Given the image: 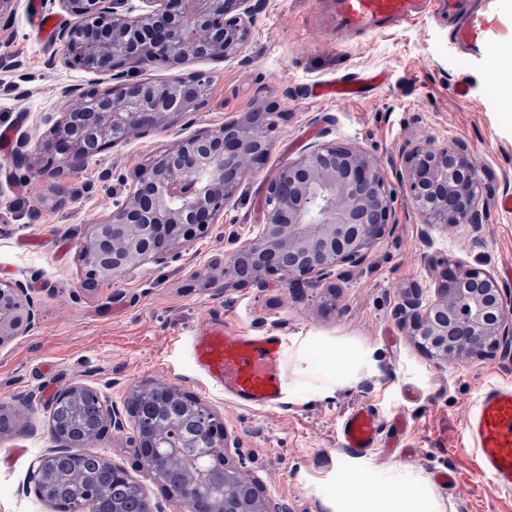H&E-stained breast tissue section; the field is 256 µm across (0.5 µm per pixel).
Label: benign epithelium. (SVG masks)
I'll return each mask as SVG.
<instances>
[{
	"label": "benign epithelium",
	"mask_w": 512,
	"mask_h": 512,
	"mask_svg": "<svg viewBox=\"0 0 512 512\" xmlns=\"http://www.w3.org/2000/svg\"><path fill=\"white\" fill-rule=\"evenodd\" d=\"M75 17L59 33L65 62L108 75L115 85L66 88L71 103L50 128L41 151L71 170L82 168L94 155L118 145L131 135L146 136L175 124L206 101L211 80L203 73L172 82L138 78L140 68L163 65L178 68L205 59L223 62L246 44L262 0H48ZM268 114L255 112L246 121L204 128L175 148L152 155L132 189L113 202L112 213L92 226L82 262L86 284L97 278L131 271L148 260L162 263L167 254L194 232L219 223L235 196L248 164L268 150ZM28 136L18 135L16 164L30 160ZM408 175L414 204L423 216V239L434 226L477 229L485 218L479 208L481 184L461 150L441 147L414 152ZM266 223L247 244L237 249L211 285L222 289L263 286V277L277 274L289 286L304 275L326 278L343 266H357L370 256L375 243L391 231L390 197L379 168L362 151L333 144L312 145L268 186ZM435 287H407L397 311L409 334L430 357L446 362L486 358L499 348L512 347V295L487 271L459 261H441ZM37 307L30 288L20 281L0 282V348L35 325ZM166 392L178 402L192 404L212 423V447L225 458L227 433L214 413L196 398L173 386L153 382L131 390L126 413L107 396L84 385L64 390L57 400L80 403L91 395L100 413L99 428L85 442L109 431H123L126 418L138 421L142 394ZM43 455L29 472L26 491H34L51 512H95L92 504L77 506L65 499H48L39 468L72 456L68 440ZM141 471L160 486L176 507L184 492L163 481L159 470L182 471L186 484L195 476L179 452L167 461L156 455V445L140 435L130 440ZM119 483L142 485L104 456ZM224 497L194 503L193 512H272L252 483L222 462Z\"/></svg>",
	"instance_id": "obj_1"
}]
</instances>
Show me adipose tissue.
<instances>
[{"label":"adipose tissue","instance_id":"1","mask_svg":"<svg viewBox=\"0 0 512 512\" xmlns=\"http://www.w3.org/2000/svg\"><path fill=\"white\" fill-rule=\"evenodd\" d=\"M348 489L344 512H421L422 477L401 467L375 475L369 463L350 462L343 473Z\"/></svg>","mask_w":512,"mask_h":512}]
</instances>
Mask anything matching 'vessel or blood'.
I'll use <instances>...</instances> for the list:
<instances>
[{"instance_id":"vessel-or-blood-1","label":"vessel or blood","mask_w":512,"mask_h":512,"mask_svg":"<svg viewBox=\"0 0 512 512\" xmlns=\"http://www.w3.org/2000/svg\"><path fill=\"white\" fill-rule=\"evenodd\" d=\"M433 0H330L331 18L342 37L375 35L429 11ZM448 36L462 56L488 57L486 37L498 16L495 0H442ZM376 75L317 86L320 97L357 98L379 84ZM193 364L226 399L246 407L287 405L291 383L284 369L287 345L274 331L252 332L214 320L190 338ZM383 422L369 405H357L342 415L338 445L353 455H368L381 446ZM472 466L495 490L512 495V385L484 389L467 421Z\"/></svg>"}]
</instances>
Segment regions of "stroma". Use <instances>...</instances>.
Listing matches in <instances>:
<instances>
[{
  "label": "stroma",
  "mask_w": 512,
  "mask_h": 512,
  "mask_svg": "<svg viewBox=\"0 0 512 512\" xmlns=\"http://www.w3.org/2000/svg\"><path fill=\"white\" fill-rule=\"evenodd\" d=\"M27 0L0 5V81L18 89L0 96V127L25 132L34 155L14 166L0 151V281H24L38 309L34 328L0 348V409L12 426L0 434V512H48L23 491L34 461L53 448L49 431L57 392L84 384L116 405L144 382L179 386L223 422L229 465L251 479L260 498L281 512H336L337 483L351 461L336 444L342 414L374 405L383 435L396 436L393 419L408 427L399 437L409 456L395 462L380 449L370 463L381 472L394 464L419 473L422 508L441 501L446 512H512L487 480L472 474L453 490L436 485L435 472L462 469L471 457L468 412L482 389L512 383V352L468 358L451 365L426 356L395 315L403 290L429 284L423 256L458 260L486 269L512 289V105L503 87L512 70L462 58L448 23L429 15L373 36L338 38L327 0H265L242 51L224 62L198 60L176 70L144 68L141 79L163 81L195 72L211 76L205 106L190 122L104 150L77 171L40 174L35 152L50 121L66 107L63 87L107 77L62 62L58 38L41 40L27 20ZM382 72L384 84L366 96L319 100L314 84ZM465 83L469 93L458 97ZM275 113L270 146L261 164L246 171L222 223L178 246L166 263L146 262L86 286L80 260L91 225L108 217L111 191L103 176L133 180L157 151L203 128ZM365 152L380 167L393 202L390 234L368 260L325 280L304 277L293 291L278 276L264 287L212 288L223 263L266 221L268 184L314 144ZM461 145L482 182L487 218L480 228L434 227L423 241L422 216L408 187L415 150ZM64 187L58 204L56 187ZM251 331L278 330L288 339L286 368L293 391L284 409H259L226 401L197 374L192 332L211 317ZM344 353L345 365L335 356ZM133 427L89 444L143 484L151 503L178 512L164 491L136 467L129 446Z\"/></svg>",
  "instance_id": "stroma-1"
}]
</instances>
